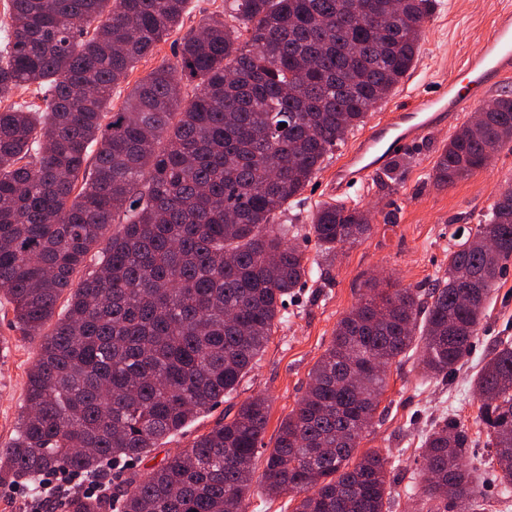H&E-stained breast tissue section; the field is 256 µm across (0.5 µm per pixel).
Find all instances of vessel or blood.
Wrapping results in <instances>:
<instances>
[{
  "instance_id": "1",
  "label": "vessel or blood",
  "mask_w": 512,
  "mask_h": 512,
  "mask_svg": "<svg viewBox=\"0 0 512 512\" xmlns=\"http://www.w3.org/2000/svg\"><path fill=\"white\" fill-rule=\"evenodd\" d=\"M512 74V12L500 13L482 53L434 92L391 113L374 125L336 169V189L344 192L365 183L391 158L408 151L433 125L455 118L484 89Z\"/></svg>"
}]
</instances>
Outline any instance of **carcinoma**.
Masks as SVG:
<instances>
[{"label": "carcinoma", "instance_id": "carcinoma-1", "mask_svg": "<svg viewBox=\"0 0 512 512\" xmlns=\"http://www.w3.org/2000/svg\"><path fill=\"white\" fill-rule=\"evenodd\" d=\"M109 111L135 63L183 24L189 0H8L0 101L36 86L43 105L0 108V290L40 339L0 482L59 470L99 475L140 460L236 391L312 267L276 223L324 158L413 69L435 0H225ZM443 145L442 186L512 144V92ZM286 124L280 128V124ZM358 207L323 203L308 234L325 253L370 231ZM496 242L488 251L484 239ZM512 261V183L485 223L448 252L432 287L384 288L337 323L304 398L278 428L262 488L293 512H387L388 458H354L386 368L420 344L448 377L472 350ZM63 312L55 315L60 299ZM512 492V341L475 380ZM263 395L157 470L66 512H246L269 416ZM468 429L426 435L420 488L436 512H482L462 465Z\"/></svg>", "mask_w": 512, "mask_h": 512}]
</instances>
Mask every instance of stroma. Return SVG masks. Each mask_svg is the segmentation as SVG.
I'll return each mask as SVG.
<instances>
[{
    "label": "stroma",
    "mask_w": 512,
    "mask_h": 512,
    "mask_svg": "<svg viewBox=\"0 0 512 512\" xmlns=\"http://www.w3.org/2000/svg\"><path fill=\"white\" fill-rule=\"evenodd\" d=\"M512 10V0H436L418 44L413 70L365 119L366 126L386 118L397 106L424 96L448 81L468 57L478 55L488 39L497 14ZM180 43L171 35L130 71L123 90L112 93L113 106H121L127 88L133 87L158 65L171 62ZM512 92V76L491 87L460 113L455 126L427 131L407 152L398 156L396 180L375 171L370 181L351 196L333 194L331 180L337 165L359 141L354 130L329 154L301 196L279 216L298 234L291 242L305 257L318 260L304 288L288 299L283 321L254 368L237 392L224 397L180 433L163 441L141 461L107 467L102 481L112 499H119L131 480L163 465L210 431L239 403L255 395L270 399L269 418L254 465L247 512H292L288 497H271L260 486L266 458L274 446L278 427L305 395L309 372L330 345L339 319L356 306L375 276L402 287L430 288L448 265V252L459 235L475 230L489 215L503 185L512 181V147L497 152L486 168L448 186L434 184L431 174L436 156L455 132L471 121L489 100ZM323 203L346 204L368 211L371 229L354 245L322 258L314 238L306 231L311 215ZM512 339V264L508 265L488 303L479 335L456 373L435 378L418 364V350H410L387 369L388 386L374 421L360 442V452L376 451L389 459L387 487L389 512H421L422 502L406 492L422 464L423 441L440 417L457 419L473 440L467 464L474 471L485 512H512V494H505L497 478L494 451L486 443L479 423L480 402L473 380L500 340ZM39 341L25 336L13 321L11 305L0 293V450L16 435L25 405V381L35 362ZM0 512H64L60 505L34 496L26 484H0Z\"/></svg>",
    "instance_id": "1"
}]
</instances>
